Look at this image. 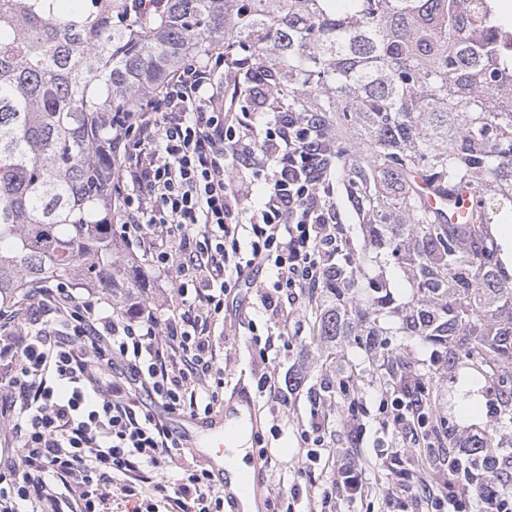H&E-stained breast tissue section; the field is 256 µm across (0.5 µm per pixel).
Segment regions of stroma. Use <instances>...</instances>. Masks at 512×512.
<instances>
[{"label": "stroma", "instance_id": "stroma-1", "mask_svg": "<svg viewBox=\"0 0 512 512\" xmlns=\"http://www.w3.org/2000/svg\"><path fill=\"white\" fill-rule=\"evenodd\" d=\"M121 253L134 258L139 276L146 284L142 303L159 304L163 299L174 298L173 277L159 275L143 253L132 252L127 247L122 248ZM320 302L321 294L317 291L300 297L297 303L300 323L298 334L293 339V351L270 352L269 361L264 364L255 355L251 337L266 335L273 319L260 311L257 289H240L226 301L223 332L216 339L220 364L224 368L225 395H232L241 385L255 389L257 377L266 368L275 371L280 383H287L293 377L300 380L295 391L296 401L289 413L291 422L278 437L269 435L273 417L268 406L261 401L256 404L259 432L268 438L270 457L260 476V512H320L322 493L335 481L347 447L348 434L343 421L348 402L337 395L334 388L336 375L340 372H354L359 376L354 396L359 401V420L363 430L357 437L356 453L369 477L367 497L344 505L343 510L388 512L390 499L398 493V484L395 475L376 467L377 453L401 450L418 467L425 460L424 451L418 447H405L393 428L383 426L378 410L381 382L373 351L344 344L322 352L307 349L306 343L312 334L314 315ZM387 340L416 363L425 384L434 385L432 416L445 421L457 444H467L473 434L494 427L501 442L499 456L504 459L512 457V424L501 422L497 394L477 388L481 374L474 361L462 360L456 372L450 373L434 362L431 347L392 333L388 334ZM312 393L325 396L326 409L330 414L328 446L321 449L320 459L314 462L307 458L297 434L299 421L308 417L307 397ZM294 483L300 485L302 494L292 503L287 496Z\"/></svg>", "mask_w": 512, "mask_h": 512}]
</instances>
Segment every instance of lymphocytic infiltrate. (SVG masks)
<instances>
[{
    "label": "lymphocytic infiltrate",
    "instance_id": "1",
    "mask_svg": "<svg viewBox=\"0 0 512 512\" xmlns=\"http://www.w3.org/2000/svg\"><path fill=\"white\" fill-rule=\"evenodd\" d=\"M246 50L187 57L114 140L113 235L175 272L166 313L104 310L58 284L36 289L24 315L0 310V419L14 452L0 458V512H106L113 496L132 512H223L207 471L158 481L179 448L167 415L211 414L223 400L215 326L228 295L268 271L264 310L277 319L253 336L261 362L291 351L293 315L281 299L319 287L350 241L332 199L335 138L318 112H277L252 150L256 115L239 109L224 74L251 65ZM236 162L267 186L250 207L247 184L225 180ZM413 378L394 381L383 413L417 435L422 401ZM484 480L448 468L442 483L410 482L432 512H512L492 476L506 466L480 458Z\"/></svg>",
    "mask_w": 512,
    "mask_h": 512
}]
</instances>
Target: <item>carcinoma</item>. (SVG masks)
I'll return each mask as SVG.
<instances>
[{
  "instance_id": "1",
  "label": "carcinoma",
  "mask_w": 512,
  "mask_h": 512,
  "mask_svg": "<svg viewBox=\"0 0 512 512\" xmlns=\"http://www.w3.org/2000/svg\"><path fill=\"white\" fill-rule=\"evenodd\" d=\"M493 0H0V306L50 280L137 303L116 260L113 126L190 55L248 48L249 90L334 113L338 169L365 245L321 285L309 350L363 345L383 374L417 376L396 333L483 367L512 423V267L490 225L512 213V58ZM433 195L436 206L429 205ZM410 294L396 302L386 266ZM499 447L497 430L470 439Z\"/></svg>"
}]
</instances>
